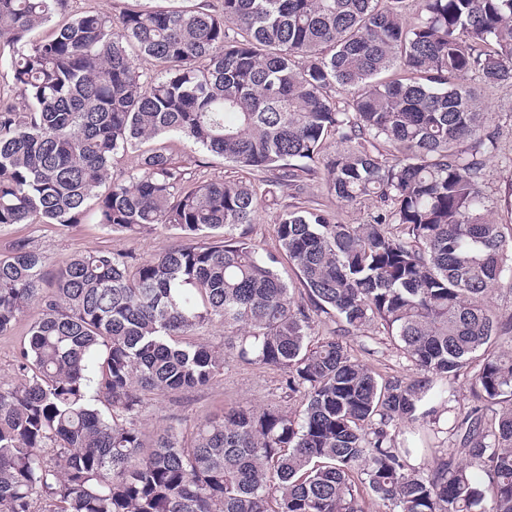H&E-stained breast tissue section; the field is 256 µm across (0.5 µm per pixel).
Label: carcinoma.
<instances>
[{"instance_id": "carcinoma-1", "label": "carcinoma", "mask_w": 512, "mask_h": 512, "mask_svg": "<svg viewBox=\"0 0 512 512\" xmlns=\"http://www.w3.org/2000/svg\"><path fill=\"white\" fill-rule=\"evenodd\" d=\"M219 2L85 12L33 39L68 0H0L16 96L0 99V227L91 211L110 231L183 238L142 261L82 253L49 294L27 241L0 255V335L38 309L18 380L0 382V512H365L362 488L384 512H512V320L488 305L512 243L487 215L499 131L479 106L512 84V0H417L413 24L404 0ZM167 134L260 179L195 177L164 148L112 174L118 151ZM330 136L347 148L325 163L328 192L386 208L366 224L282 210L299 304L248 226L266 197L317 178ZM322 314L341 328L317 339ZM216 325L236 328L240 360L283 373L302 414L232 408L138 456L148 395L224 373V350L195 340ZM378 325L421 377L381 381L351 354L346 336ZM471 365L459 448L416 467L437 446L397 425L437 420V380Z\"/></svg>"}]
</instances>
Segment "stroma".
<instances>
[{
	"mask_svg": "<svg viewBox=\"0 0 512 512\" xmlns=\"http://www.w3.org/2000/svg\"><path fill=\"white\" fill-rule=\"evenodd\" d=\"M213 0H70V13L101 12L112 17L142 9L206 8ZM482 106L494 125L500 128L498 147L488 160L483 189L489 199L490 216L506 239H512V87L488 89ZM164 146L175 159L193 173L211 179H239L251 181L255 172L225 162L223 158L191 151L186 141L178 136L164 138ZM315 207L325 210L338 223L362 224L368 219L370 203L348 204L327 192L321 179H314L303 194L296 198L279 197L277 201L261 204L249 235L259 245L262 254L278 255V272L288 284L296 301H306V291L295 267L281 256L276 236V222L286 205ZM27 240L31 247L48 259V273H55L76 255L109 248L143 260L175 245L173 231L164 227L131 238L107 231L93 218L82 223L61 227L54 224H13L0 228V254L8 253L14 242ZM34 309H27L6 334L0 335V381L18 377L16 358L23 344ZM352 354L383 379L398 377L412 379L418 371L414 364L398 350L392 337L383 329L369 330L367 335L349 337ZM255 405L276 406L293 414L301 413L300 398L288 397L282 387V373L272 367L247 364L234 351L225 353L224 374L214 382L195 389L169 391L149 396L140 415L146 437H153L157 429L172 426L184 435H192L196 427L224 409Z\"/></svg>",
	"mask_w": 512,
	"mask_h": 512,
	"instance_id": "obj_1",
	"label": "stroma"
}]
</instances>
